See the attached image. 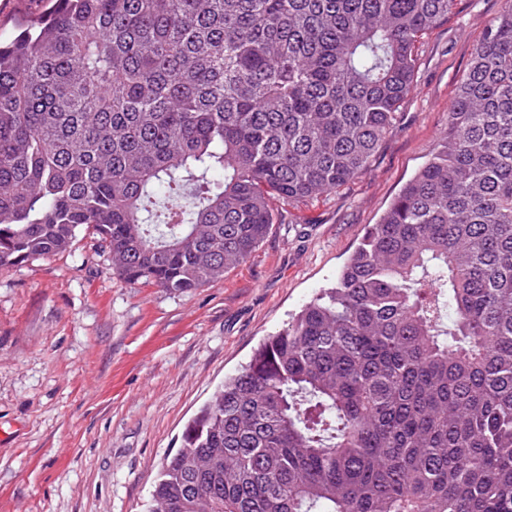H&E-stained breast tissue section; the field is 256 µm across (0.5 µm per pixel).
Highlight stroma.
<instances>
[{
  "label": "stroma",
  "instance_id": "stroma-1",
  "mask_svg": "<svg viewBox=\"0 0 512 512\" xmlns=\"http://www.w3.org/2000/svg\"><path fill=\"white\" fill-rule=\"evenodd\" d=\"M505 0H457L369 169L279 205L267 238L189 293L130 285L92 234L0 268V512H144L164 459L225 377L336 279L436 151L457 82Z\"/></svg>",
  "mask_w": 512,
  "mask_h": 512
}]
</instances>
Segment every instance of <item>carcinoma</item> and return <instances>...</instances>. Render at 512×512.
<instances>
[{
    "label": "carcinoma",
    "mask_w": 512,
    "mask_h": 512,
    "mask_svg": "<svg viewBox=\"0 0 512 512\" xmlns=\"http://www.w3.org/2000/svg\"><path fill=\"white\" fill-rule=\"evenodd\" d=\"M456 0H52L0 44V268L78 232L202 288L363 174ZM145 512H512V5L336 286L224 379Z\"/></svg>",
    "instance_id": "carcinoma-1"
}]
</instances>
